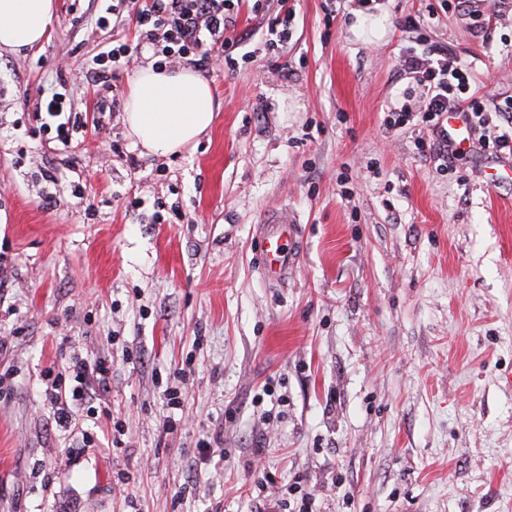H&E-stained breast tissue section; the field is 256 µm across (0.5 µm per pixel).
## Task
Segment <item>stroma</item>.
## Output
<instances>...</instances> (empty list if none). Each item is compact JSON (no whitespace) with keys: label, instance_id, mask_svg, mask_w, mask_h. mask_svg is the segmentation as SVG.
I'll use <instances>...</instances> for the list:
<instances>
[{"label":"stroma","instance_id":"1","mask_svg":"<svg viewBox=\"0 0 512 512\" xmlns=\"http://www.w3.org/2000/svg\"><path fill=\"white\" fill-rule=\"evenodd\" d=\"M289 5L287 49L255 41L208 74L197 142L151 156L108 113L53 183L29 105L64 85L94 113L86 63L134 32L98 27L102 0H56L42 48L0 52V512H279L297 480L318 512H512V185L485 184L499 153L448 170L419 126L385 122L420 97L395 71L421 42L495 90L502 125L512 0H380L370 42L349 31L357 0ZM161 202L179 218L156 222ZM283 216L294 264L271 280L259 237ZM67 355L112 381L63 428L41 374Z\"/></svg>","mask_w":512,"mask_h":512}]
</instances>
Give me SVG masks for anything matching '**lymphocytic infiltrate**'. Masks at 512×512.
Wrapping results in <instances>:
<instances>
[{"label":"lymphocytic infiltrate","instance_id":"1","mask_svg":"<svg viewBox=\"0 0 512 512\" xmlns=\"http://www.w3.org/2000/svg\"><path fill=\"white\" fill-rule=\"evenodd\" d=\"M243 0H112L113 9H124L137 36L136 46L120 42L103 46L87 63V78L97 95L99 111L116 110L120 103L116 81L128 66L135 50L148 49L166 66L174 58H186L195 68L209 71L212 65L235 71L239 51L247 36L238 31L236 16ZM398 70L413 75L422 88L415 105L392 110L387 120L396 125L420 122L432 138L447 142L444 122L450 110L461 108L469 124L480 134L483 148L512 149V133L492 131L483 108L470 92L467 68L451 61L446 49L409 47L398 58ZM33 116L40 131L55 130L60 144H69L81 134L87 117L75 112L67 93L53 92L36 101ZM72 386L71 398L82 402L90 395L108 396L112 366L102 359L70 358L66 364Z\"/></svg>","mask_w":512,"mask_h":512}]
</instances>
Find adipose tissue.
<instances>
[{
    "instance_id": "1",
    "label": "adipose tissue",
    "mask_w": 512,
    "mask_h": 512,
    "mask_svg": "<svg viewBox=\"0 0 512 512\" xmlns=\"http://www.w3.org/2000/svg\"><path fill=\"white\" fill-rule=\"evenodd\" d=\"M54 13V0H0V49L41 44ZM214 107L210 84L195 71L149 64L131 83L126 123L142 148L163 156L195 142L210 127Z\"/></svg>"
}]
</instances>
